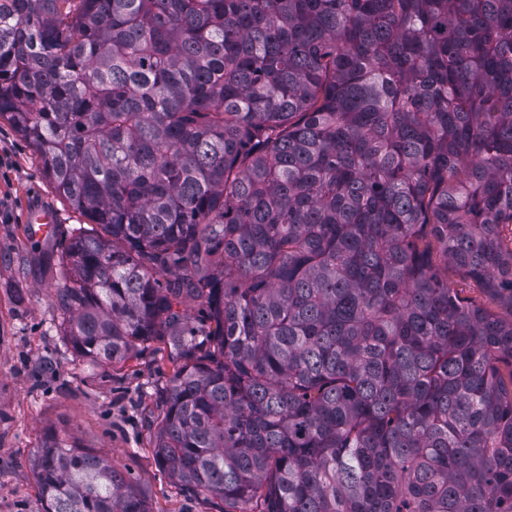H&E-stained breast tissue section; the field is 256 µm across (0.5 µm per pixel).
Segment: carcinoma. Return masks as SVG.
I'll list each match as a JSON object with an SVG mask.
<instances>
[{"mask_svg":"<svg viewBox=\"0 0 512 512\" xmlns=\"http://www.w3.org/2000/svg\"><path fill=\"white\" fill-rule=\"evenodd\" d=\"M0 119L92 228L74 349L179 365L153 452L219 512H512V0H0ZM205 307L215 328L179 306ZM43 512H151L55 436ZM448 281L452 284V286L458 288V290L461 291V296L466 297L478 304L487 306L504 319L508 320L511 318V311L509 308L497 305L496 303L489 300L483 293L482 289L479 288L474 282L461 280L460 278L454 276L449 270Z\"/></svg>","mask_w":512,"mask_h":512,"instance_id":"cac0c4a2","label":"carcinoma"}]
</instances>
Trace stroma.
Here are the masks:
<instances>
[{"mask_svg": "<svg viewBox=\"0 0 512 512\" xmlns=\"http://www.w3.org/2000/svg\"><path fill=\"white\" fill-rule=\"evenodd\" d=\"M0 155L11 161L0 175V208L8 214L0 221V512H41L33 460L51 433L128 473L152 512H217L159 466L143 420L156 407V387L177 367L169 347L151 343L116 369L79 356L54 295L64 285L61 241L86 219L45 181L32 148L4 120ZM36 207L57 215L42 242L29 240L23 224Z\"/></svg>", "mask_w": 512, "mask_h": 512, "instance_id": "35a3bbf8", "label": "stroma"}]
</instances>
